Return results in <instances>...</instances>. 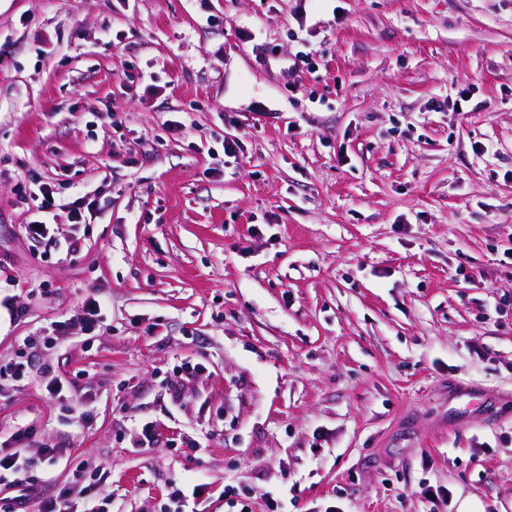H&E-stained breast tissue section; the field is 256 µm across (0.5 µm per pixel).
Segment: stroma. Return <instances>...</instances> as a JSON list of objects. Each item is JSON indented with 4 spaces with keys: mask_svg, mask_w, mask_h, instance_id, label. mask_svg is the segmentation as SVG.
<instances>
[{
    "mask_svg": "<svg viewBox=\"0 0 512 512\" xmlns=\"http://www.w3.org/2000/svg\"><path fill=\"white\" fill-rule=\"evenodd\" d=\"M32 176L97 217L29 241ZM89 296L100 326L55 336ZM6 297L0 359L55 338L0 382V437L64 451L47 494L103 471L112 512L197 484L198 512H512V0H0ZM42 375L46 381V390L52 398L61 400L65 403V409L68 414L76 419L80 423H87L90 420V416L87 412L81 410L80 400L76 397L66 396L63 394V385L57 380L55 370L50 365H44L42 367Z\"/></svg>",
    "mask_w": 512,
    "mask_h": 512,
    "instance_id": "obj_1",
    "label": "stroma"
}]
</instances>
